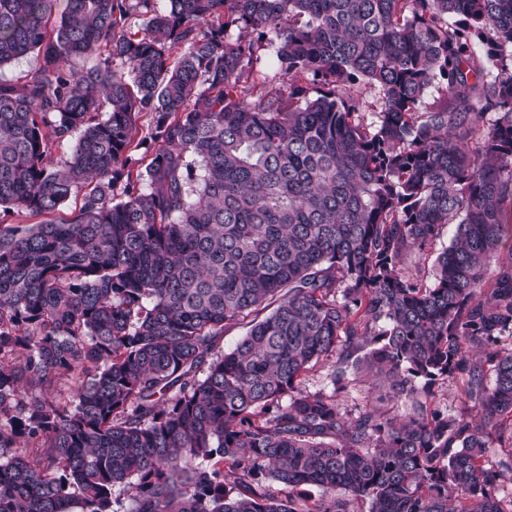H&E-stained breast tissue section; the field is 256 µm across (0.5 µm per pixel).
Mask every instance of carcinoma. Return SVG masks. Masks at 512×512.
Wrapping results in <instances>:
<instances>
[{
  "label": "carcinoma",
  "mask_w": 512,
  "mask_h": 512,
  "mask_svg": "<svg viewBox=\"0 0 512 512\" xmlns=\"http://www.w3.org/2000/svg\"><path fill=\"white\" fill-rule=\"evenodd\" d=\"M34 51L0 81V209L45 217L0 224V512H512V0H0V67ZM350 373L409 412L346 411ZM38 67L36 54H29L0 69V81H14L19 77L32 74ZM436 395L430 399L431 408H436L442 412L449 414L460 413L471 405L465 402V398L455 386L443 385L441 388L436 389Z\"/></svg>",
  "instance_id": "obj_1"
}]
</instances>
